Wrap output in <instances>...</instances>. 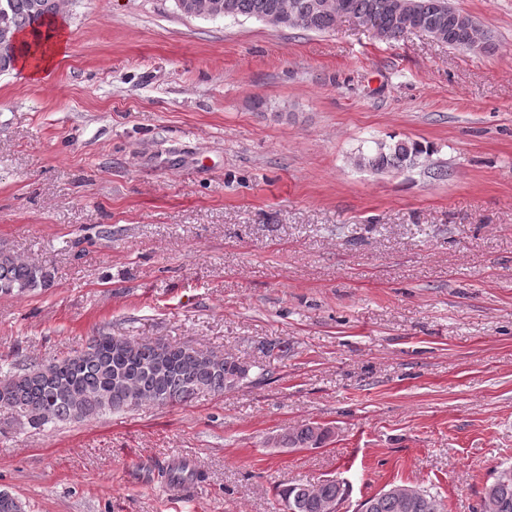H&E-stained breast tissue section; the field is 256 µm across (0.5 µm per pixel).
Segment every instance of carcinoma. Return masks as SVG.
Returning <instances> with one entry per match:
<instances>
[{
	"label": "carcinoma",
	"instance_id": "cac0c4a2",
	"mask_svg": "<svg viewBox=\"0 0 512 512\" xmlns=\"http://www.w3.org/2000/svg\"><path fill=\"white\" fill-rule=\"evenodd\" d=\"M7 13L0 12V26L13 32L36 31L60 14L65 0H0ZM219 17L263 20L281 14L293 19L292 26L307 31L327 32L341 15L356 19L374 18L383 39L397 41L402 30L394 14L405 0H340L343 12L321 8L322 0H213ZM421 28L437 40L459 48L471 37L489 38L468 14L457 12L460 23L448 20V0H413ZM426 149L415 141L379 143L360 153L355 163L374 172L403 170L416 165ZM46 267L0 253V295H24L48 286ZM251 366L232 356H217L189 344L134 341L98 335L72 354L46 361L24 359L11 363L0 388L8 395L4 407L19 411L28 423L39 428L65 420H82L117 413L139 405H186L201 393H222L245 381ZM330 429L302 424L285 430L278 439L284 448H313L329 438ZM162 476L168 486L181 488L204 475L185 463L170 466ZM411 495L403 500L392 489L368 499V512H446L438 492L416 484L408 485ZM347 491L336 479L317 484L291 483L280 491L288 499V512H327V505L344 500ZM0 512H25V505L13 494L0 491ZM482 512H512V464H504L485 485Z\"/></svg>",
	"mask_w": 512,
	"mask_h": 512
}]
</instances>
